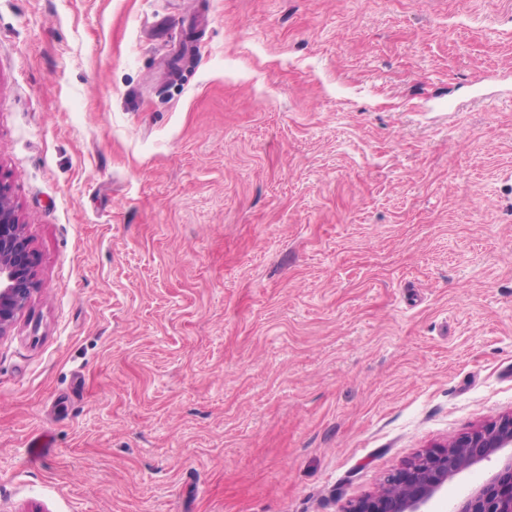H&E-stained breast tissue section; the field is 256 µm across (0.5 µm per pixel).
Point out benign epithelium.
<instances>
[{"instance_id": "obj_1", "label": "benign epithelium", "mask_w": 512, "mask_h": 512, "mask_svg": "<svg viewBox=\"0 0 512 512\" xmlns=\"http://www.w3.org/2000/svg\"><path fill=\"white\" fill-rule=\"evenodd\" d=\"M35 262L8 186L0 183V337L7 335L34 287ZM496 456L499 469L452 512H512V413L419 454L389 473L380 489L343 512H429L448 481Z\"/></svg>"}]
</instances>
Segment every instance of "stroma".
Here are the masks:
<instances>
[{"label": "stroma", "instance_id": "obj_1", "mask_svg": "<svg viewBox=\"0 0 512 512\" xmlns=\"http://www.w3.org/2000/svg\"><path fill=\"white\" fill-rule=\"evenodd\" d=\"M0 183V512H343L512 413V0H0ZM7 185L0 183V337L6 336L34 287L35 262Z\"/></svg>", "mask_w": 512, "mask_h": 512}]
</instances>
